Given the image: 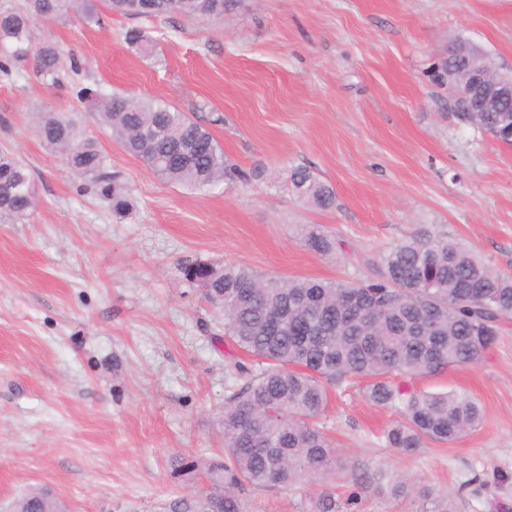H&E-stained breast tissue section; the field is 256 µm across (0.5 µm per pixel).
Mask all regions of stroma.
<instances>
[{
	"label": "stroma",
	"instance_id": "stroma-1",
	"mask_svg": "<svg viewBox=\"0 0 512 512\" xmlns=\"http://www.w3.org/2000/svg\"><path fill=\"white\" fill-rule=\"evenodd\" d=\"M133 28L155 37L152 56L125 42ZM33 36L58 45L64 65L56 84L26 63L0 73V151L28 167L37 200L0 219V507L33 486L67 512H179L201 497L202 477L170 461L222 454L228 386L256 361L225 341L186 262L351 281L428 225L512 275V147L459 123L453 91L431 76L459 38L512 71V0H246L218 22L72 15ZM92 83L186 112L250 181L166 183L84 115L131 191L132 215L117 218L35 133L43 111L81 112L73 88ZM294 166L334 187V209L288 196L281 179ZM300 224L326 225L346 256L300 247ZM397 383L468 392L484 421L405 455L380 440L394 409L332 397L322 428L349 470L321 490L350 499L347 512H430L426 488L455 512H512V323L480 364ZM382 470L404 479L402 493L368 483ZM308 495L241 493L244 512H303Z\"/></svg>",
	"mask_w": 512,
	"mask_h": 512
}]
</instances>
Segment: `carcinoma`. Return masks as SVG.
Wrapping results in <instances>:
<instances>
[{"mask_svg": "<svg viewBox=\"0 0 512 512\" xmlns=\"http://www.w3.org/2000/svg\"><path fill=\"white\" fill-rule=\"evenodd\" d=\"M116 15L134 16L133 0H104ZM244 0H154L153 18L179 14L218 20ZM77 12L90 24L101 22L94 0H21L0 7V70L31 60L37 73L58 81L60 48L34 42L32 27ZM125 41L151 53L153 40L139 29ZM468 62L443 49L433 67L435 80L463 87ZM76 97L97 114L124 150L171 184L207 189L225 180H248L230 164L211 133L175 107L154 99L107 95L89 86ZM458 121L512 145V102L499 112H471L456 101ZM38 138L62 155L71 171L84 176L112 211L133 210L127 188L106 171V156L78 119L50 111L37 127ZM287 188L301 203L318 210L336 206L333 186L304 166L289 170ZM36 205L28 168L0 153V215L22 217ZM297 240L306 250L334 256L345 241L322 224H301ZM376 277L354 281L282 279L244 264L217 267L200 260L182 268L187 282L202 281L207 302L224 316V338L256 358L259 368L243 372L229 390L221 425L224 456L210 461H174L184 474L204 470L209 489L198 505L183 512H243L240 490L314 486L344 471L333 442L319 428L330 392L362 384L371 403L397 411L399 420L381 435L388 448L413 454L432 443L451 444L478 428L483 408L465 391L426 393L394 384L399 376L432 374L478 364L494 345L502 325L512 320V275L493 269L473 248L445 232L418 228L379 255ZM48 487L16 498L10 512H61ZM305 512H344L334 493L311 494Z\"/></svg>", "mask_w": 512, "mask_h": 512, "instance_id": "1", "label": "carcinoma"}]
</instances>
